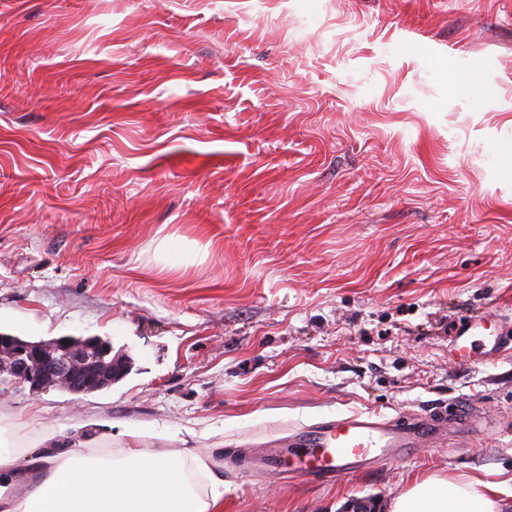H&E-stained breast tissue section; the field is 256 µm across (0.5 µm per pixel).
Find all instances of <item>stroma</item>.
Instances as JSON below:
<instances>
[{
	"label": "stroma",
	"mask_w": 512,
	"mask_h": 512,
	"mask_svg": "<svg viewBox=\"0 0 512 512\" xmlns=\"http://www.w3.org/2000/svg\"><path fill=\"white\" fill-rule=\"evenodd\" d=\"M186 270H163L165 249ZM512 0H0V331L97 336L112 387L0 392L27 449L141 428L224 512H378L418 478L512 504ZM472 403L329 484L245 449L339 414ZM481 318L468 320L452 337L449 352L463 362H487L507 349L511 340L508 335L489 334Z\"/></svg>",
	"instance_id": "obj_1"
}]
</instances>
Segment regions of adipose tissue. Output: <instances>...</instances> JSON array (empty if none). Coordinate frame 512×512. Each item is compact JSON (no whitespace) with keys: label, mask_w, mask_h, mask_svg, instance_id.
<instances>
[{"label":"adipose tissue","mask_w":512,"mask_h":512,"mask_svg":"<svg viewBox=\"0 0 512 512\" xmlns=\"http://www.w3.org/2000/svg\"><path fill=\"white\" fill-rule=\"evenodd\" d=\"M41 481L19 490V457L0 428V512H224L221 483L199 458L128 448L54 452L44 439ZM495 485L430 476L393 497L390 512H505Z\"/></svg>","instance_id":"adipose-tissue-1"}]
</instances>
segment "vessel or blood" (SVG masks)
Here are the masks:
<instances>
[{
    "instance_id": "b4317fda",
    "label": "vessel or blood",
    "mask_w": 512,
    "mask_h": 512,
    "mask_svg": "<svg viewBox=\"0 0 512 512\" xmlns=\"http://www.w3.org/2000/svg\"><path fill=\"white\" fill-rule=\"evenodd\" d=\"M511 345L512 337L488 333L483 319L477 318L468 320L456 332L449 352L464 362H486ZM452 423L468 432L477 419L470 408L461 405L449 414L394 418L364 413L341 415L254 449L250 466L260 473H285L292 478L329 483L407 453L443 435Z\"/></svg>"
}]
</instances>
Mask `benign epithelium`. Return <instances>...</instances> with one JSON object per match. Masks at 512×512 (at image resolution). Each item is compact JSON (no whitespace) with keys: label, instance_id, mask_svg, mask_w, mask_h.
<instances>
[{"label":"benign epithelium","instance_id":"obj_1","mask_svg":"<svg viewBox=\"0 0 512 512\" xmlns=\"http://www.w3.org/2000/svg\"><path fill=\"white\" fill-rule=\"evenodd\" d=\"M126 359L96 336H59L28 341L0 333V382L26 383L34 392L63 390L74 395L101 391L122 378Z\"/></svg>","mask_w":512,"mask_h":512}]
</instances>
